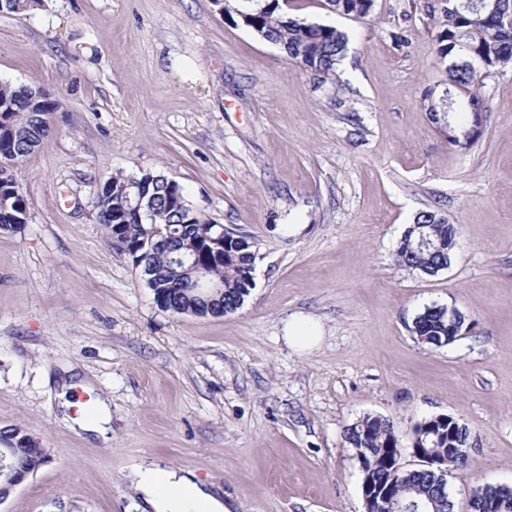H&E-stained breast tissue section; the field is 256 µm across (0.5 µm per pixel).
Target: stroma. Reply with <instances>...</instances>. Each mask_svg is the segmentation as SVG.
<instances>
[{"mask_svg": "<svg viewBox=\"0 0 512 512\" xmlns=\"http://www.w3.org/2000/svg\"><path fill=\"white\" fill-rule=\"evenodd\" d=\"M434 2L375 0L357 21L303 0L298 17L349 37L326 78L215 0L0 13V81L59 103L53 134L12 169L27 222L0 233V428L49 460L0 512H143L125 475L146 458L233 512H365L345 430L367 414L404 438L447 414L477 437L448 475L455 512L478 487L512 488V68L485 82L482 137L451 147L424 106L448 79ZM148 171L254 241L237 311L171 314L105 245L98 188ZM422 210L457 229L434 276L395 260ZM434 304L465 318L439 349L410 332ZM297 315L321 331L306 354L285 340ZM70 363L69 401L110 400L109 442L59 413Z\"/></svg>", "mask_w": 512, "mask_h": 512, "instance_id": "1", "label": "stroma"}]
</instances>
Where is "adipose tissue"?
<instances>
[{"label": "adipose tissue", "instance_id": "1", "mask_svg": "<svg viewBox=\"0 0 512 512\" xmlns=\"http://www.w3.org/2000/svg\"><path fill=\"white\" fill-rule=\"evenodd\" d=\"M127 478L152 512H230L221 495L176 470L142 462Z\"/></svg>", "mask_w": 512, "mask_h": 512}]
</instances>
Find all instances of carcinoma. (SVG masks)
Segmentation results:
<instances>
[{
  "mask_svg": "<svg viewBox=\"0 0 512 512\" xmlns=\"http://www.w3.org/2000/svg\"><path fill=\"white\" fill-rule=\"evenodd\" d=\"M44 0H0V10L7 13L25 11L43 5ZM470 9L458 6V0L440 3L434 40L440 60L448 64V143L464 142L463 133L474 122L483 120L484 102L477 90L496 70L512 67V28L502 24L499 16L512 12V0H497L496 10H485L474 0ZM330 11L339 16L363 20L374 9V0H326ZM228 16L243 15L245 27L280 46L303 68L329 76L343 60L348 38L333 25H323L298 18L280 7V0H224ZM53 98L37 100L25 87L0 82V161L9 162L14 154L28 155L50 135L49 115L56 111ZM143 192L165 214L174 227L185 225L180 245L191 244L196 259L217 281L224 280V311L234 312L250 296L255 287L253 271L258 257L255 243L245 234L228 237L224 256L215 254L209 240L216 237V225L190 210L183 190L169 184L163 175L145 173ZM132 177L112 176L98 190L95 205L105 230V244L112 253L144 264L154 270L151 289L168 292V309L173 313L197 311L204 300L197 294L192 279L180 278L178 289H171L175 274L170 270L171 254L159 248L148 253L133 247L149 241L152 226L138 221L125 208V192ZM27 204L21 193L7 194L0 201V232L14 230L26 220ZM428 238L436 250L420 245ZM454 225L431 210L419 212L408 225L396 250L398 264L434 276L448 263V243L455 240ZM450 315L448 308L429 306L417 314L410 331L415 339L429 348L448 345ZM346 442L358 458L367 464L366 481L372 489L383 493V501L413 500L430 512H455V504L447 490L448 472L465 464V460L448 448V421L440 417L422 421L408 442L396 434L389 420L366 415L349 426ZM416 449L436 463L407 469L399 466L401 454ZM497 500L504 512H512V488L487 484L474 490L469 499L470 512H483V503Z\"/></svg>",
  "mask_w": 512,
  "mask_h": 512,
  "instance_id": "obj_1",
  "label": "carcinoma"
}]
</instances>
